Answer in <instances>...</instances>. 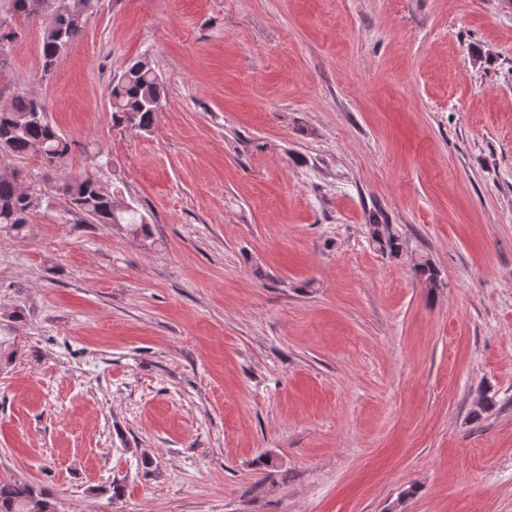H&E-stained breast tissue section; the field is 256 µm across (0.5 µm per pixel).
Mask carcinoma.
Here are the masks:
<instances>
[{
  "label": "carcinoma",
  "instance_id": "cac0c4a2",
  "mask_svg": "<svg viewBox=\"0 0 512 512\" xmlns=\"http://www.w3.org/2000/svg\"><path fill=\"white\" fill-rule=\"evenodd\" d=\"M11 17L37 19L42 28L43 74L53 70L57 60L77 43L84 32L86 16L94 0H9ZM17 37L15 28L0 18V65L5 62V44ZM165 97L160 76L145 58L130 61L112 81L109 104L115 127L150 130L161 112ZM8 145L14 158L36 157L46 169L62 172L54 191L72 211L93 224H126L137 235L148 236V223L138 208L91 173L69 175L71 143L51 124L41 99L21 94L0 108V143ZM45 195L23 190L17 174L0 175V231H21L40 211ZM371 242L382 253L397 256L400 239L372 215L368 224ZM415 274L430 285L438 272L428 260L413 264ZM0 512H56L53 497L32 483L0 477Z\"/></svg>",
  "mask_w": 512,
  "mask_h": 512
}]
</instances>
